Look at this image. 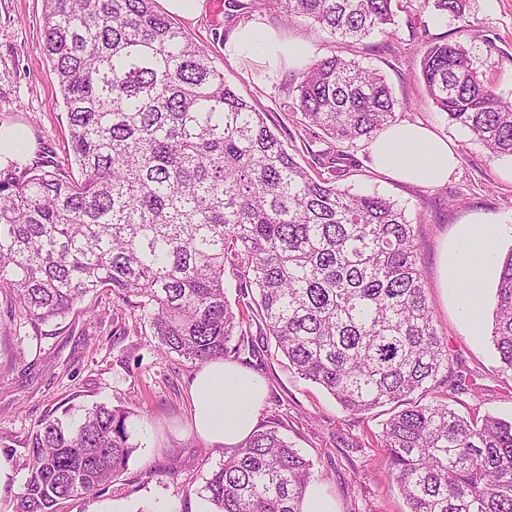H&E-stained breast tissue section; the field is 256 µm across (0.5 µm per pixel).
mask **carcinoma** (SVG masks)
<instances>
[{
  "mask_svg": "<svg viewBox=\"0 0 512 512\" xmlns=\"http://www.w3.org/2000/svg\"><path fill=\"white\" fill-rule=\"evenodd\" d=\"M393 2L223 7L228 22L262 5L334 40L363 41L393 35ZM420 8L464 20L463 0ZM41 41L75 170L45 155L0 166V294L47 323L110 291L147 319L162 357L201 365L254 347L257 320L294 374L344 410L394 405L377 442L407 512H512V421L448 401L470 377L452 370L436 327L417 225L397 202L337 184L349 149L397 122L386 78L336 54L299 73L293 114L332 145L319 161L327 175L314 176L157 0H44ZM421 76L449 121L512 158V102L467 42L427 46ZM495 297L490 338L512 372V252ZM130 415L100 403L77 422L41 424L26 443L14 512H57L61 500L104 491L134 451ZM312 469L277 431L257 429L204 492L218 512H302Z\"/></svg>",
  "mask_w": 512,
  "mask_h": 512,
  "instance_id": "cac0c4a2",
  "label": "carcinoma"
}]
</instances>
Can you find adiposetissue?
Here are the masks:
<instances>
[{
	"instance_id": "adipose-tissue-1",
	"label": "adipose tissue",
	"mask_w": 512,
	"mask_h": 512,
	"mask_svg": "<svg viewBox=\"0 0 512 512\" xmlns=\"http://www.w3.org/2000/svg\"><path fill=\"white\" fill-rule=\"evenodd\" d=\"M260 44L273 62L291 52L275 33L256 21L240 24L225 50L239 55L254 51ZM371 154L378 169L415 185L444 183L457 165L456 154L446 140L414 123L389 126L372 143ZM506 230L503 224H463L457 249L444 265V280L456 289L460 307L468 317L476 315L479 287L496 268L498 244ZM264 396L260 378L229 362H209L191 386L193 427L211 444L239 445L254 432Z\"/></svg>"
}]
</instances>
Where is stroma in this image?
Instances as JSON below:
<instances>
[{
  "instance_id": "1",
  "label": "stroma",
  "mask_w": 512,
  "mask_h": 512,
  "mask_svg": "<svg viewBox=\"0 0 512 512\" xmlns=\"http://www.w3.org/2000/svg\"><path fill=\"white\" fill-rule=\"evenodd\" d=\"M417 0H398L395 34L359 44L331 41L321 29L301 21L285 23L262 8L249 20L273 30L302 57L268 69L264 59L232 56L213 42V28L233 36L236 23H225L223 0H205L194 19L179 25L204 46L214 66L239 94L264 112L267 124L305 167L315 168L316 152L328 143L305 141L291 117L289 88L304 62L337 54L380 71L395 98L403 102L399 121L418 123L448 141L457 167L439 186L411 185L378 170L369 147L350 151V171L341 187L378 193L406 209L421 227L419 247L426 292L440 335L452 356L472 375L474 387L463 395L466 407L512 419V372L500 369L487 329L492 319L496 282L482 290L483 329L463 316L455 294L441 286V255L455 244L460 223L481 220L512 225V159L492 155L467 131L449 123L432 105L421 78L420 61L433 42L459 40L457 21L418 12ZM465 18L482 29L471 45L477 66L512 100V0H465ZM43 0H0V127L23 136L28 156L47 153L59 162L69 157V134L57 78L41 44ZM90 314L73 310L49 323L29 321L0 294V453L11 454L12 475L0 484V512L13 503L26 479V442L43 420L70 412L80 416L97 403L134 410L135 450L125 471L96 496L61 502L59 512H98L115 499L138 512H192L197 492L224 461L223 450L201 438L191 424L190 383L198 364L162 358L146 321L123 309L126 332L115 335L111 293L86 299ZM257 336L253 352L231 361L261 377L267 397L258 428H276L313 463L314 481L336 501V512H404L406 502L375 443L383 409L365 415L345 412L323 390L296 377L273 343ZM177 477H169L170 463ZM152 467L153 479L142 471Z\"/></svg>"
}]
</instances>
